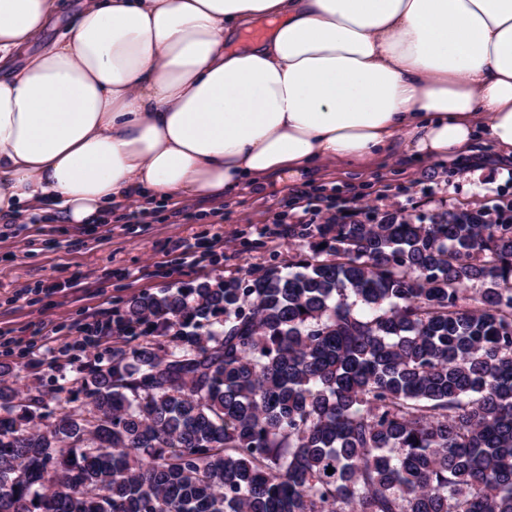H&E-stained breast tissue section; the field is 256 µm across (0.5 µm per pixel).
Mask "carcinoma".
<instances>
[{
    "label": "carcinoma",
    "instance_id": "carcinoma-1",
    "mask_svg": "<svg viewBox=\"0 0 512 512\" xmlns=\"http://www.w3.org/2000/svg\"><path fill=\"white\" fill-rule=\"evenodd\" d=\"M299 233L287 273L132 298L49 400L0 379V512H512V223Z\"/></svg>",
    "mask_w": 512,
    "mask_h": 512
}]
</instances>
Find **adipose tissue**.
I'll list each match as a JSON object with an SVG mask.
<instances>
[{
	"label": "adipose tissue",
	"instance_id": "adipose-tissue-1",
	"mask_svg": "<svg viewBox=\"0 0 512 512\" xmlns=\"http://www.w3.org/2000/svg\"><path fill=\"white\" fill-rule=\"evenodd\" d=\"M61 10L0 0V216L512 155V0H84L26 55ZM63 3L65 4V7L60 19L49 29L48 32L43 33L31 43L27 49L29 54L40 51L49 41L54 39L63 31L70 17L79 9L81 1L66 0L63 1Z\"/></svg>",
	"mask_w": 512,
	"mask_h": 512
}]
</instances>
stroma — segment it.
Listing matches in <instances>:
<instances>
[{
	"instance_id": "obj_1",
	"label": "stroma",
	"mask_w": 512,
	"mask_h": 512,
	"mask_svg": "<svg viewBox=\"0 0 512 512\" xmlns=\"http://www.w3.org/2000/svg\"><path fill=\"white\" fill-rule=\"evenodd\" d=\"M297 191L329 196L363 217L387 211L428 215L512 201V173L502 166L468 167L447 159L413 166L395 156L370 172L339 166L303 182L272 177L229 200L190 202L185 219L172 218L166 203L150 207L141 224L114 214L98 224L0 221V333L15 341L13 350L0 347V366L10 370L20 390L52 395L56 378L31 369L20 356L41 319H53L69 341L75 337L74 324L86 314L123 311L142 293L239 276L248 269H287L289 261L310 254V239L295 233L271 238L262 229L286 210ZM217 236L230 238L229 247L204 251L192 267L170 250L178 239L205 247ZM80 274L86 277L85 290L66 288V281ZM51 283L58 291L45 294L44 286Z\"/></svg>"
}]
</instances>
